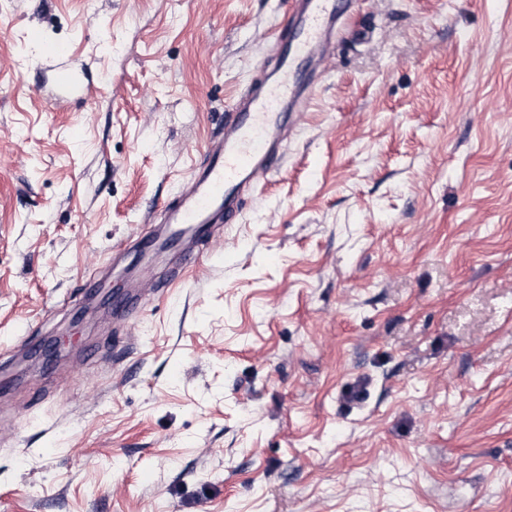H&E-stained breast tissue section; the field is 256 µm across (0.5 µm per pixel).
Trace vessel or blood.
<instances>
[{"instance_id": "b4317fda", "label": "vessel or blood", "mask_w": 512, "mask_h": 512, "mask_svg": "<svg viewBox=\"0 0 512 512\" xmlns=\"http://www.w3.org/2000/svg\"><path fill=\"white\" fill-rule=\"evenodd\" d=\"M355 0H289L286 17L275 31L276 43L287 50L278 58L269 90L241 93L224 114L221 136L210 142L203 162L191 177L179 203L166 208L171 245L206 234L209 225L237 223L247 195L266 185L285 162L287 131L307 107L324 69L313 60L323 39ZM57 44H44L42 68L52 73L53 91L44 99L59 109L79 95L93 98L97 87L85 84L77 67L59 61Z\"/></svg>"}]
</instances>
